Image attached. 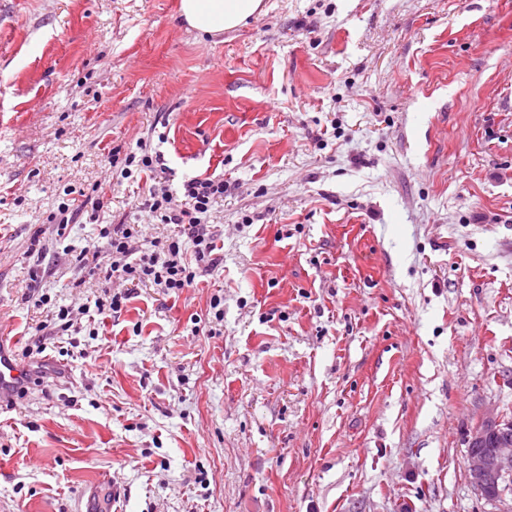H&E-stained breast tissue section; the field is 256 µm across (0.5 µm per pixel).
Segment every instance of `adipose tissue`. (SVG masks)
I'll return each mask as SVG.
<instances>
[{
    "instance_id": "1",
    "label": "adipose tissue",
    "mask_w": 512,
    "mask_h": 512,
    "mask_svg": "<svg viewBox=\"0 0 512 512\" xmlns=\"http://www.w3.org/2000/svg\"><path fill=\"white\" fill-rule=\"evenodd\" d=\"M263 10V0H180V13L187 26L209 35L235 29Z\"/></svg>"
}]
</instances>
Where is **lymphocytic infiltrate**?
Returning <instances> with one entry per match:
<instances>
[{"label":"lymphocytic infiltrate","mask_w":512,"mask_h":512,"mask_svg":"<svg viewBox=\"0 0 512 512\" xmlns=\"http://www.w3.org/2000/svg\"><path fill=\"white\" fill-rule=\"evenodd\" d=\"M110 167L121 178L146 177L151 184L141 206L159 224L174 225L173 234L154 238L142 245V231L136 224H101L105 193L100 184H92L82 193L80 204L60 203L49 213L47 223L64 236L70 224L79 217L99 224V236L109 256L107 262L95 263L90 269L104 285L103 294L95 301L97 313L120 312L129 298L128 292L112 291L113 281H131L161 288L167 294H181L194 287L197 279L214 270L219 263L216 244L206 220L224 196L222 177H192L185 180L180 192L157 185L162 166L160 152L154 151L147 139L135 146L110 149L106 156Z\"/></svg>","instance_id":"lymphocytic-infiltrate-1"}]
</instances>
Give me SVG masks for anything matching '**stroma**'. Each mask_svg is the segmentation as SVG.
<instances>
[{"mask_svg":"<svg viewBox=\"0 0 512 512\" xmlns=\"http://www.w3.org/2000/svg\"><path fill=\"white\" fill-rule=\"evenodd\" d=\"M263 2L209 37L180 0H0L1 348L101 294L66 190L166 235L109 149L163 122L172 189L230 184L210 274L76 316L0 407V512H497L464 453L512 413V0ZM79 188L77 191L76 188L70 189L66 191L65 195L69 196L74 193H78L80 197L83 199L80 201V204L75 206L76 198H73V203L70 204L69 199L66 202H61L56 212H51L46 218V224H54L56 226V234L57 236H64L66 230L68 229L69 224L77 223V219L81 217L83 214H87L88 223L89 224H97V226H102L101 223L98 224L100 220V213L103 211L105 205V192L103 191L101 184L93 183L90 187Z\"/></svg>","mask_w":512,"mask_h":512,"instance_id":"1","label":"stroma"}]
</instances>
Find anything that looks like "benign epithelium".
<instances>
[{"mask_svg": "<svg viewBox=\"0 0 512 512\" xmlns=\"http://www.w3.org/2000/svg\"><path fill=\"white\" fill-rule=\"evenodd\" d=\"M465 466L473 489L488 502L506 503V481L512 478V418H482L466 440Z\"/></svg>", "mask_w": 512, "mask_h": 512, "instance_id": "obj_1", "label": "benign epithelium"}]
</instances>
